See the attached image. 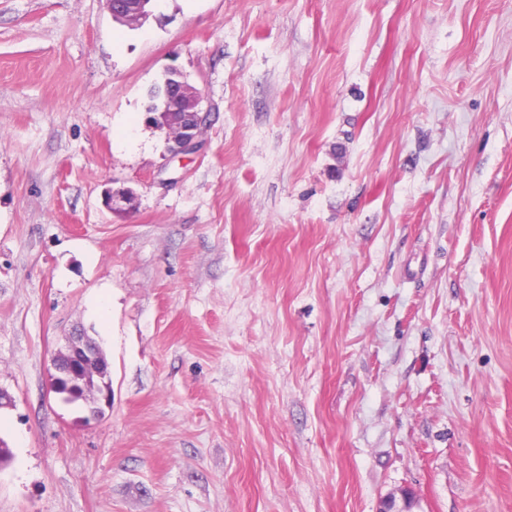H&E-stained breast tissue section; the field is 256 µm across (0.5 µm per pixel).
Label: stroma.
Masks as SVG:
<instances>
[{"label": "stroma", "instance_id": "stroma-1", "mask_svg": "<svg viewBox=\"0 0 512 512\" xmlns=\"http://www.w3.org/2000/svg\"><path fill=\"white\" fill-rule=\"evenodd\" d=\"M151 10L0 0V512H512V0ZM173 81V75L170 71H166L164 74V77L162 79V82L156 86H154L150 90V100L151 105L148 108V112H152L157 115V117L153 118V124L157 127H161L162 124L159 120V113L163 110L166 106L167 108L170 107V103H168L166 96H165V90L167 86H170L171 82ZM175 89L181 100V108L177 112L184 114L174 123L172 129L168 130L180 143L177 151L190 152L197 148L196 139L205 125L209 112L203 108L205 100L201 92L189 82H181ZM70 356L66 362H60L57 355L53 358L56 386L65 382L69 387L86 389L91 376H100L103 372L97 362L95 344L88 336L79 333L69 338Z\"/></svg>", "mask_w": 512, "mask_h": 512}]
</instances>
